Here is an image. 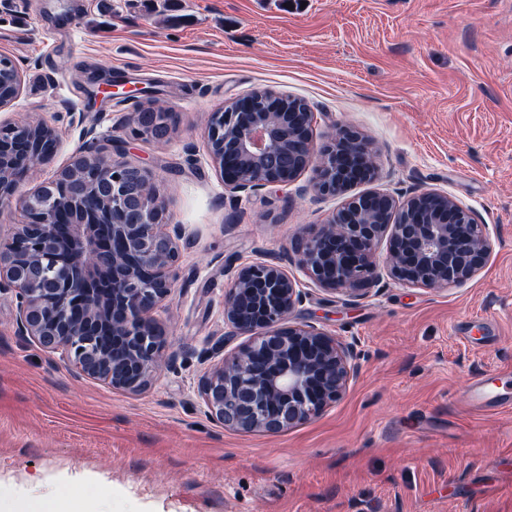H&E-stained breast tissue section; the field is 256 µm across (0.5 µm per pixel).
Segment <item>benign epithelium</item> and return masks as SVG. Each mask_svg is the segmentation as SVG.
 <instances>
[{
    "instance_id": "benign-epithelium-1",
    "label": "benign epithelium",
    "mask_w": 512,
    "mask_h": 512,
    "mask_svg": "<svg viewBox=\"0 0 512 512\" xmlns=\"http://www.w3.org/2000/svg\"><path fill=\"white\" fill-rule=\"evenodd\" d=\"M21 82L15 61L0 54V80ZM208 120L207 154L232 192L288 186L312 168L313 191L347 196L325 224L295 238L297 267L319 288L354 299L387 276L429 290L474 278L492 253L487 225L446 192L399 199L373 189L377 151L359 132L336 127L313 160L314 113L305 102L248 94ZM55 132L43 123L0 125V202L21 177L50 157ZM50 208L24 200L26 215L0 245V291L17 300L18 334L59 355L76 373L116 391L145 390L163 359L174 360L155 311L171 294L183 230L168 223L155 174L90 146L39 193ZM80 209L84 219L70 218ZM387 243L385 265L375 250ZM300 281L283 258L237 269L224 293V324L248 343L214 364L198 387L206 414L240 432L280 433L321 415L343 397L355 366L352 345L291 318L302 303Z\"/></svg>"
}]
</instances>
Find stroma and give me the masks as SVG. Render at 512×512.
Instances as JSON below:
<instances>
[{
	"label": "stroma",
	"mask_w": 512,
	"mask_h": 512,
	"mask_svg": "<svg viewBox=\"0 0 512 512\" xmlns=\"http://www.w3.org/2000/svg\"><path fill=\"white\" fill-rule=\"evenodd\" d=\"M1 53L22 86L0 120L44 122L58 146L0 206V238L91 140L151 169L185 227L157 313L178 357L141 394L19 336L0 293L1 499L77 485L95 512H512V409L462 399L512 372V0H0ZM258 89L308 103L315 148L332 125L359 131L377 188L448 193L493 245L441 290L386 279L354 300L304 282L297 320L353 343L357 369L335 406L274 435L224 429L198 397L244 342L224 325L227 271L286 256L342 201L309 191V170L224 189L208 115ZM150 105L174 116L163 138L128 122Z\"/></svg>",
	"instance_id": "obj_1"
}]
</instances>
